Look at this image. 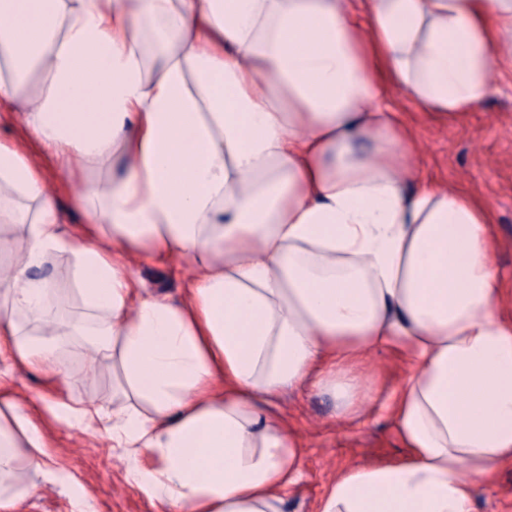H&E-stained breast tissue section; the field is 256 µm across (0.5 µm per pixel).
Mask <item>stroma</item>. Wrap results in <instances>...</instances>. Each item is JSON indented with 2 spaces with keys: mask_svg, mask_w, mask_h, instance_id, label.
I'll return each instance as SVG.
<instances>
[{
  "mask_svg": "<svg viewBox=\"0 0 512 512\" xmlns=\"http://www.w3.org/2000/svg\"><path fill=\"white\" fill-rule=\"evenodd\" d=\"M384 95L403 113L416 142L410 182L462 189L489 206L498 236L491 264L512 289V81L494 80L484 104L455 119L421 111L395 84L385 83ZM21 110V104L0 103V139L14 143L39 165L64 223L86 224V215L72 202L76 188L68 184L64 166L37 141ZM132 272L152 294L177 299L191 269L185 263L146 258ZM409 372L410 364L400 354L372 352L363 368L372 397L353 419L341 417L335 398L317 389L298 391L282 401L280 413L302 442L301 476L285 494L284 512H316L330 482L346 465L382 464L407 455L387 405ZM12 389L40 420L50 458L43 472L29 476L36 491L17 501L12 512H82L87 503L94 512H157L156 504L126 481V464L105 431H81L48 409L59 399L96 402L111 397V370L99 369L94 377L71 384L46 369L20 368ZM474 512H512V463L478 481Z\"/></svg>",
  "mask_w": 512,
  "mask_h": 512,
  "instance_id": "35a3bbf8",
  "label": "stroma"
}]
</instances>
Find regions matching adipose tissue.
Segmentation results:
<instances>
[{"instance_id": "ef3b65f1", "label": "adipose tissue", "mask_w": 512, "mask_h": 512, "mask_svg": "<svg viewBox=\"0 0 512 512\" xmlns=\"http://www.w3.org/2000/svg\"><path fill=\"white\" fill-rule=\"evenodd\" d=\"M496 72L512 75V0H0V100L91 221L62 224L0 140V512L47 457L17 367L111 366L115 405L50 411L107 432L161 512H283L301 445L278 401L308 384L359 414L378 348L411 364L388 405L410 454L346 467L320 512H474L477 481L512 462L491 214L410 184L415 141L382 84L455 118ZM60 255L83 305L63 323L34 274ZM145 257L192 263L181 301L141 288Z\"/></svg>"}]
</instances>
